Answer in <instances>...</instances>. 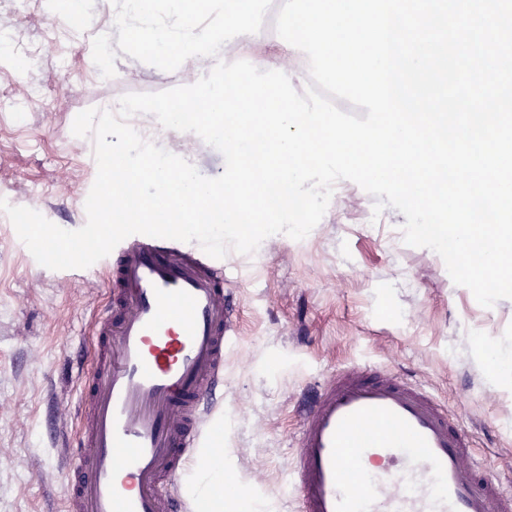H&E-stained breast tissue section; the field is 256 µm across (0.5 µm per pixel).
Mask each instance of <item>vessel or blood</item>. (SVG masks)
Returning <instances> with one entry per match:
<instances>
[{"instance_id": "vessel-or-blood-1", "label": "vessel or blood", "mask_w": 512, "mask_h": 512, "mask_svg": "<svg viewBox=\"0 0 512 512\" xmlns=\"http://www.w3.org/2000/svg\"><path fill=\"white\" fill-rule=\"evenodd\" d=\"M92 369L67 449V512H193L175 481L195 462L224 385L234 309L224 262L195 242L134 234L96 263ZM289 473L299 512H512L423 386L368 364L341 368L307 409Z\"/></svg>"}]
</instances>
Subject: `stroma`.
Wrapping results in <instances>:
<instances>
[{
    "label": "stroma",
    "instance_id": "35a3bbf8",
    "mask_svg": "<svg viewBox=\"0 0 512 512\" xmlns=\"http://www.w3.org/2000/svg\"><path fill=\"white\" fill-rule=\"evenodd\" d=\"M82 9L98 26L87 37L62 28L52 0H0V29L14 34L0 56V198L66 230L85 224L97 175L92 137L72 133L76 115L183 83L118 48L111 0ZM130 122L203 176L223 173L221 153L196 134L150 114ZM375 202L348 185L304 239L275 234L224 259L238 319L208 436L224 462L223 512H297L288 462L299 411L358 361L425 386L457 413L490 473L512 481V374L490 379L479 354L491 345L512 358V299L481 306L437 253L404 242L396 209L377 215ZM106 293L92 269L38 264L0 212V512H65L78 363Z\"/></svg>",
    "mask_w": 512,
    "mask_h": 512
}]
</instances>
